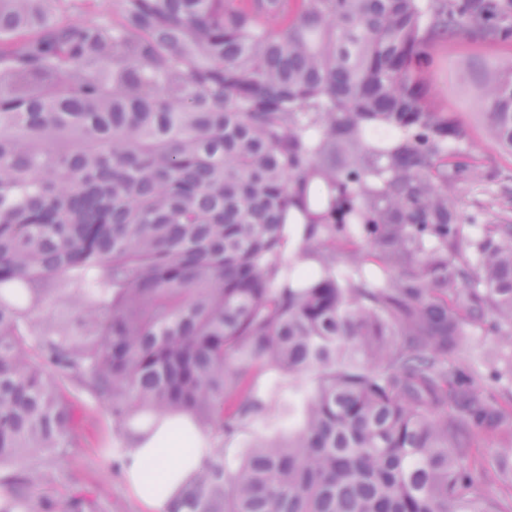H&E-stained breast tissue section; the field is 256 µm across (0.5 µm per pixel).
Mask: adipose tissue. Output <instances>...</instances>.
I'll list each match as a JSON object with an SVG mask.
<instances>
[{"mask_svg":"<svg viewBox=\"0 0 512 512\" xmlns=\"http://www.w3.org/2000/svg\"><path fill=\"white\" fill-rule=\"evenodd\" d=\"M180 432L193 437L197 453L178 450L176 435ZM208 451L201 430L190 419L161 415L132 435L125 454V472L138 497L160 512L182 480L199 469Z\"/></svg>","mask_w":512,"mask_h":512,"instance_id":"obj_1","label":"adipose tissue"}]
</instances>
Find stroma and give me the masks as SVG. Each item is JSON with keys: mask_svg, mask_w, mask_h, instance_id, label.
Returning a JSON list of instances; mask_svg holds the SVG:
<instances>
[{"mask_svg": "<svg viewBox=\"0 0 512 512\" xmlns=\"http://www.w3.org/2000/svg\"><path fill=\"white\" fill-rule=\"evenodd\" d=\"M512 63V44L488 42L461 32L445 41L439 51L433 88L458 122L466 127L476 146L480 177L456 191L463 212H471L482 199L485 187L497 181L512 182V157L500 151L488 128L478 98L482 83L493 79L499 68ZM512 360V341L491 330L474 333L469 344L448 360L449 368L471 375L473 388L481 393L512 390V376L495 377L494 366ZM63 386L74 410V427L64 457L52 475L28 479L30 496L48 497L66 503L83 498L85 512H150L128 485L123 471L113 469L129 446L113 432L106 408L95 402L75 378L63 376ZM310 377H283L278 389L266 396L265 411L238 435L221 440L210 436L211 445H222L230 465H237L250 441L256 437L288 435L289 403L295 393H311Z\"/></svg>", "mask_w": 512, "mask_h": 512, "instance_id": "1", "label": "stroma"}]
</instances>
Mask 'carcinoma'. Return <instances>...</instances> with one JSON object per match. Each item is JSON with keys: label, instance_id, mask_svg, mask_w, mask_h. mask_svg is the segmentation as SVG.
<instances>
[{"label": "carcinoma", "instance_id": "obj_1", "mask_svg": "<svg viewBox=\"0 0 512 512\" xmlns=\"http://www.w3.org/2000/svg\"><path fill=\"white\" fill-rule=\"evenodd\" d=\"M86 4L0 0V512H59L15 466L66 447L61 373L126 434L185 412L222 437L314 376L288 441L211 452L166 512H512L467 464L509 413L448 369L476 329L512 339V189L448 196L471 140L429 77L458 31L512 41V0ZM480 98L512 152V67ZM355 236L372 261L336 267ZM49 297L78 316L36 317Z\"/></svg>", "mask_w": 512, "mask_h": 512}]
</instances>
